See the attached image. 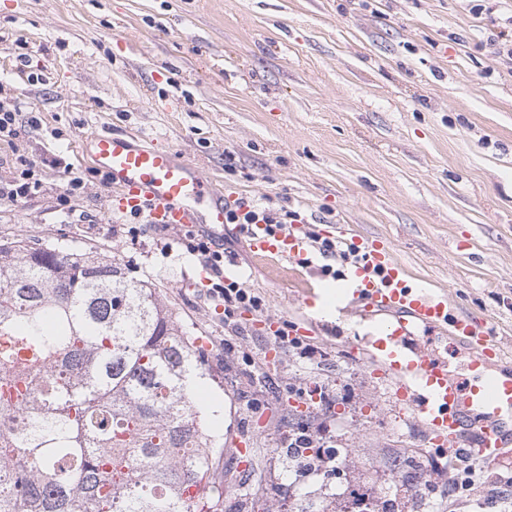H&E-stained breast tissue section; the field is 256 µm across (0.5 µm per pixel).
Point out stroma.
Here are the masks:
<instances>
[{"instance_id":"obj_1","label":"stroma","mask_w":512,"mask_h":512,"mask_svg":"<svg viewBox=\"0 0 512 512\" xmlns=\"http://www.w3.org/2000/svg\"><path fill=\"white\" fill-rule=\"evenodd\" d=\"M509 30L512 0H0V94L20 106L0 178L24 159L42 181L0 207V244L35 236L105 253L154 284L206 351L212 377L194 404L224 445L216 478L240 480L232 441L242 436L252 512H288L297 497L352 512L320 478L298 474L286 440L299 422L349 449L347 480L372 499L393 481L388 458L434 450L412 410L354 359L348 340L365 322L312 314L306 285L336 283L323 258L310 251L297 269L259 259L236 225L224 227L225 271L261 298L260 315L305 329L306 358L254 327L249 310L225 320L183 230L109 216L110 186L79 145L121 133L192 160L225 195L381 238L416 283L493 318L512 349V59L499 51ZM72 171L85 187L64 205ZM275 345L277 362L263 365ZM339 384L343 394L292 418L302 390ZM439 467L433 498L417 509L403 500L400 512H512L489 494L512 479V458L482 466L454 497L472 464Z\"/></svg>"}]
</instances>
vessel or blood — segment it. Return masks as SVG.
<instances>
[{"label": "vessel or blood", "mask_w": 512, "mask_h": 512, "mask_svg": "<svg viewBox=\"0 0 512 512\" xmlns=\"http://www.w3.org/2000/svg\"><path fill=\"white\" fill-rule=\"evenodd\" d=\"M95 167L117 184L113 208L144 213L151 223L193 227L224 225V193L214 189L197 167L176 152L141 148L128 138H92ZM255 256L298 266L308 255L305 227L269 233L249 225ZM358 261L343 275L336 301L344 311L371 324L360 340L377 372L393 381L397 398L410 406L430 443L449 456L486 464L501 460L512 447V354L507 353L487 316L454 309L444 290L412 285V275L377 237L351 238ZM447 330L466 345L469 382L453 376L433 358L416 329Z\"/></svg>", "instance_id": "b4317fda"}]
</instances>
